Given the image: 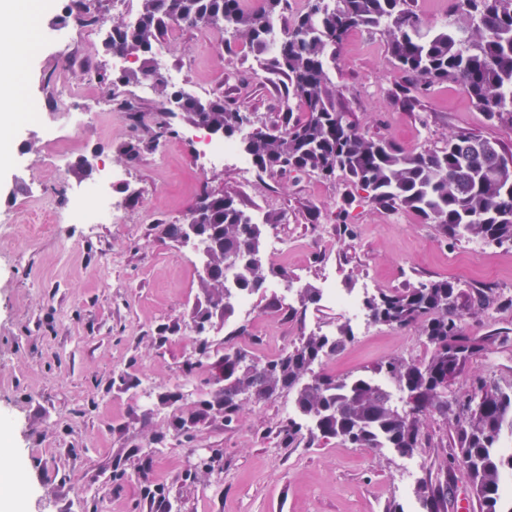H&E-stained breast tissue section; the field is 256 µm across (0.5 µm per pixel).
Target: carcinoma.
<instances>
[{
    "label": "carcinoma",
    "instance_id": "1",
    "mask_svg": "<svg viewBox=\"0 0 512 512\" xmlns=\"http://www.w3.org/2000/svg\"><path fill=\"white\" fill-rule=\"evenodd\" d=\"M262 2L257 12L245 10L242 0H138L131 17L98 16L107 27L105 51L110 54L116 47L138 67L118 74L89 69L87 74L100 85L150 80L167 100L178 90L156 75L154 55L172 23L230 32L283 82L286 96L301 108L279 113L273 129L239 140L258 170L315 171L323 178L341 172L351 192H364L384 208L413 210L450 239L512 245L511 150L467 132L420 153L368 138L341 106L340 90L329 75L336 47L353 30H378L411 77L407 96L451 80L489 120L512 124V0H449L454 22L439 30L425 26L409 0H307V10L294 17L273 49L268 22L286 0ZM181 96V119L222 130L226 140L242 131V112L226 105L224 97ZM198 196L206 199L201 251L210 269L200 279L203 300L192 311L193 323L202 329L233 313L232 292L253 295L287 269L264 263L265 224L248 219L235 195L205 185ZM229 274L233 290L226 286ZM505 304L512 305V299L503 300L492 288H465L451 279L367 298L371 321L396 328L416 325L430 349L424 360H385L375 377L338 378L315 371L351 341L344 325L334 334L304 335L293 348L262 361L248 357L229 338L213 352V361L195 356L185 362V379L202 377L205 398L196 410L175 419L173 437L189 446L195 438L193 423L214 414L229 423L243 401L264 402L284 390L293 393L297 412L280 429L290 445L337 439L356 448H391L404 456L423 447L428 422L437 416L450 427L443 468L463 469L480 512H512V505L500 506L501 479L512 471V454L499 453L504 436H512V382L470 374L468 384L448 396V388L469 374V364L501 341L493 335H463V318ZM213 366L224 372L220 388L211 383ZM415 493L425 512H445L442 484L423 480Z\"/></svg>",
    "mask_w": 512,
    "mask_h": 512
}]
</instances>
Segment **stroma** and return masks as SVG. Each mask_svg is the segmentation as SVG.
<instances>
[{
	"instance_id": "obj_1",
	"label": "stroma",
	"mask_w": 512,
	"mask_h": 512,
	"mask_svg": "<svg viewBox=\"0 0 512 512\" xmlns=\"http://www.w3.org/2000/svg\"><path fill=\"white\" fill-rule=\"evenodd\" d=\"M160 47L169 68L184 74L182 88L223 94L247 113L246 132L263 129L285 111L281 81L240 42L225 43L208 29L169 28ZM63 42H44L20 57L18 80L26 101H51L68 86L72 109L91 121L72 126L67 114L43 125L14 123L8 161L0 166V470H17L27 487L14 496L15 512H385L397 501L418 512L413 487L401 484L400 459L386 448H355L335 440L287 444L278 426L292 397L281 392L262 403L244 402L237 420L210 418L193 448L175 438L151 442L175 415L198 406V392L182 375L195 350L191 312L199 300L201 267L190 249L166 235L182 223L202 184L236 194L249 213H278L287 245L276 266L321 287L395 290L451 278L468 288L512 296V247L443 237L416 214L346 199L343 174L254 173L233 166L205 167L187 122L140 160L119 155L130 139H149L154 123L134 127L108 106L120 96L146 112L163 106L141 99L134 85L88 90L82 70L64 56ZM333 79L361 133L422 152L459 132H474L512 147V126L489 122L454 82L435 85L406 105L407 76L383 37L353 31L338 47ZM65 161L52 178L48 153ZM94 157L109 172L115 217L107 224H50L43 208L66 212L70 190L95 188L77 165ZM349 213L352 235L341 234L338 206ZM334 248H327L326 240ZM257 318L231 316L214 324L211 338L237 336L255 353L274 340L273 355L312 331L335 330L344 313L319 302L295 316L296 293L267 287L252 297ZM463 332H502L507 341L474 360L484 376L512 381V308L465 318ZM353 340L321 371L346 377L370 374L393 356L428 354L418 328L374 322L352 326ZM219 450V468L189 481L196 454ZM126 475L112 481V464Z\"/></svg>"
}]
</instances>
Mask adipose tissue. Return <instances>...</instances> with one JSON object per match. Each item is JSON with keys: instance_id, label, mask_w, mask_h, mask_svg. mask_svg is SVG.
Returning <instances> with one entry per match:
<instances>
[{"instance_id": "adipose-tissue-1", "label": "adipose tissue", "mask_w": 512, "mask_h": 512, "mask_svg": "<svg viewBox=\"0 0 512 512\" xmlns=\"http://www.w3.org/2000/svg\"><path fill=\"white\" fill-rule=\"evenodd\" d=\"M38 7L37 0H0V13L15 19L13 26L0 28V135L8 131L9 122L20 107V96L12 77L18 66L13 48L30 40L28 19Z\"/></svg>"}]
</instances>
